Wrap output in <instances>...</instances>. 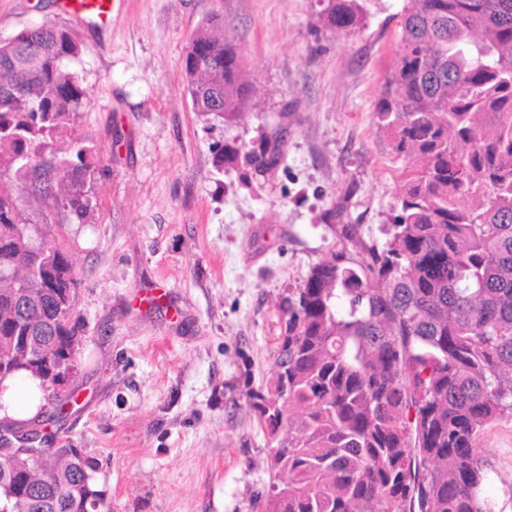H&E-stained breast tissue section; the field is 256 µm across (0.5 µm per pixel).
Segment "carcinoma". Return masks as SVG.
Here are the masks:
<instances>
[{"instance_id":"1","label":"carcinoma","mask_w":512,"mask_h":512,"mask_svg":"<svg viewBox=\"0 0 512 512\" xmlns=\"http://www.w3.org/2000/svg\"><path fill=\"white\" fill-rule=\"evenodd\" d=\"M325 25L359 28L365 0H320ZM394 71L375 111L400 156L421 162L388 239L343 236L284 299L269 384L248 393L272 448L264 512H496V474L475 448L512 414V0H407ZM84 46L45 21L0 40V336L26 326L76 336L68 252L24 217L25 194L82 224L101 159L59 157L85 91ZM194 111L242 119L252 100L215 20L182 58ZM226 143L217 165L249 155ZM0 458V509L84 512L93 461L70 448Z\"/></svg>"}]
</instances>
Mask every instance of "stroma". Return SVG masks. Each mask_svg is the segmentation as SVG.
Segmentation results:
<instances>
[{
    "label": "stroma",
    "mask_w": 512,
    "mask_h": 512,
    "mask_svg": "<svg viewBox=\"0 0 512 512\" xmlns=\"http://www.w3.org/2000/svg\"><path fill=\"white\" fill-rule=\"evenodd\" d=\"M404 0H366L363 25L323 27L321 0H123L105 24H74L86 92L75 135L106 165L89 223L31 202L65 248L83 324L63 410L44 404L40 448L78 449L109 512H261L266 439L247 392L271 376L284 297L360 227L384 245L415 163L374 110L390 77ZM237 45L254 109L228 125L194 112L182 56L212 15ZM54 0H0V40L58 20ZM236 140L280 147L277 166L214 163ZM476 446L512 512V415Z\"/></svg>",
    "instance_id": "1"
}]
</instances>
